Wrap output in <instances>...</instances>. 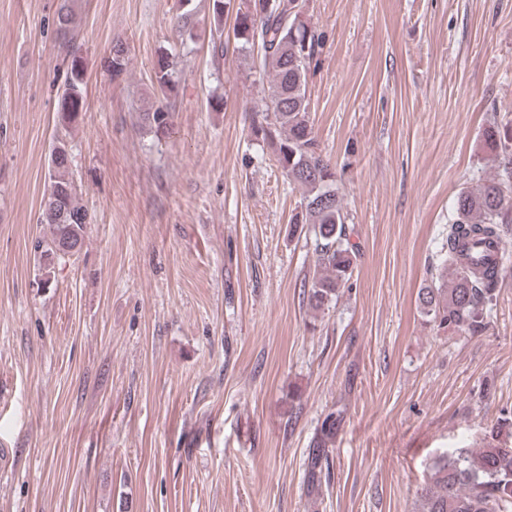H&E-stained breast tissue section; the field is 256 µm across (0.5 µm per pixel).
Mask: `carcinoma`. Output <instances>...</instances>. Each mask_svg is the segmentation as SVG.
Returning a JSON list of instances; mask_svg holds the SVG:
<instances>
[{
  "instance_id": "carcinoma-1",
  "label": "carcinoma",
  "mask_w": 512,
  "mask_h": 512,
  "mask_svg": "<svg viewBox=\"0 0 512 512\" xmlns=\"http://www.w3.org/2000/svg\"><path fill=\"white\" fill-rule=\"evenodd\" d=\"M75 25L76 15L65 2L56 17L63 43L71 41ZM234 39L240 51L256 53L260 76L271 78L269 102L252 111L251 132L272 148L288 182L303 189L305 212L295 223L312 225L317 254L307 300L311 309L322 310L337 301L341 290L352 286L356 260L336 173L309 122L308 86L321 62L322 35L307 19L305 0H241ZM110 53L113 73L125 71L129 61L126 45L117 40ZM75 63L73 56L58 101V113L66 126L74 123L85 107L83 72L75 70ZM154 77L161 91L172 90L175 71L166 57L158 58ZM171 117L164 105L142 112L144 127L156 136L167 130ZM485 145L497 162L495 173L458 193L436 276L419 293L421 313L429 321L468 336L486 329L487 309L496 299L504 267L501 263L482 270L470 266L466 262L467 240L477 236L502 240L512 233V168L504 164V158L512 155V123L491 117ZM70 165L67 151L50 160L49 187L58 199L56 210L68 214L69 223L59 222L45 209L41 212L40 223L47 225L48 234L36 248L48 271L60 259L55 252L57 242L66 235L84 240L92 223L69 178ZM335 432L336 418L329 414L310 444L308 486L313 489L321 480H330L325 448ZM417 497L418 512H512V448L492 446L442 457L431 466Z\"/></svg>"
}]
</instances>
